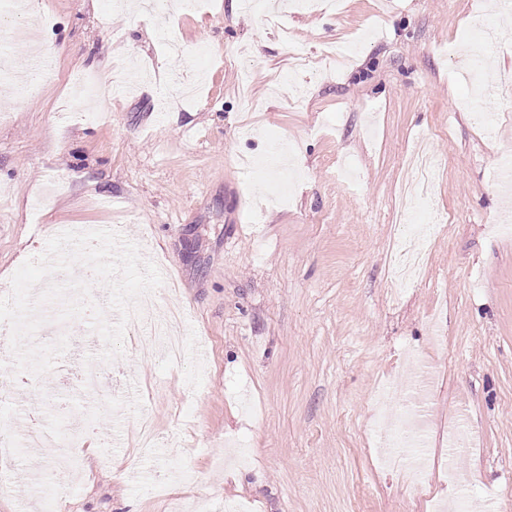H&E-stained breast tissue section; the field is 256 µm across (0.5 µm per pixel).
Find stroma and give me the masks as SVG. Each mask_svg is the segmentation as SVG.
Here are the masks:
<instances>
[{
	"label": "stroma",
	"instance_id": "obj_1",
	"mask_svg": "<svg viewBox=\"0 0 512 512\" xmlns=\"http://www.w3.org/2000/svg\"><path fill=\"white\" fill-rule=\"evenodd\" d=\"M27 4L34 41L0 54L19 72L49 65L29 92H0V289L57 229H113L160 269L156 316L181 307L187 349L143 363L126 334L122 356L97 362L94 394L57 387L72 348L18 376L48 422L83 430L64 512H431L454 498L449 466L512 512V231L493 180L512 159V104L475 60L443 51L482 38L474 15L496 26V0L283 15L209 0L154 21L108 0ZM77 74L103 87L87 113L67 109ZM421 139L440 160L435 190L405 215ZM409 223L434 236L422 276L397 285ZM414 355L439 369L416 492L382 465L371 409ZM144 413L159 434L145 455ZM460 413L475 441L453 454ZM22 454L0 512H41L18 496L55 453Z\"/></svg>",
	"mask_w": 512,
	"mask_h": 512
}]
</instances>
